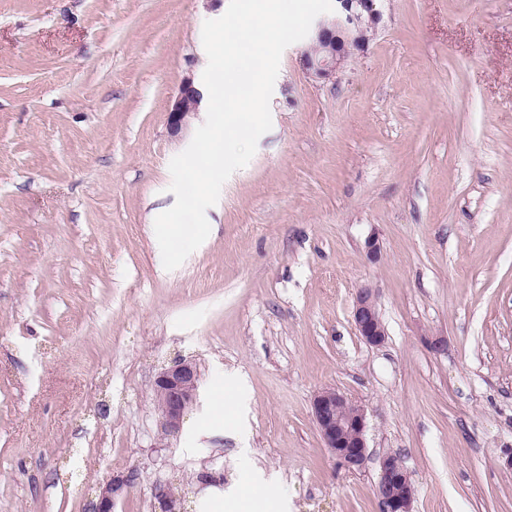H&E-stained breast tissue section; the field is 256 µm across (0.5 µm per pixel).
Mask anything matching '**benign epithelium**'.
<instances>
[{
  "label": "benign epithelium",
  "instance_id": "obj_1",
  "mask_svg": "<svg viewBox=\"0 0 512 512\" xmlns=\"http://www.w3.org/2000/svg\"><path fill=\"white\" fill-rule=\"evenodd\" d=\"M380 13L375 0H336V14L319 19L309 33V50L302 55L303 65L316 78L336 77L350 49L364 50L369 34L376 31ZM203 95L193 77H186L168 110L171 135H180L188 118L198 112ZM358 336L371 347L385 343L386 331L371 292L361 290L353 308ZM200 369L192 358H178L162 368L150 385L158 413L161 438L177 435L189 409L196 403ZM312 415L326 448L339 464L356 471L368 459L366 415L364 409L345 394L331 388L317 391L312 400ZM137 473L116 475L96 487L92 512H113L117 501L135 484ZM382 512H413L415 486L401 458L386 454L379 461L376 484ZM162 512H181V497L172 486L155 488Z\"/></svg>",
  "mask_w": 512,
  "mask_h": 512
}]
</instances>
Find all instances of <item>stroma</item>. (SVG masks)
I'll return each mask as SVG.
<instances>
[{"instance_id":"stroma-1","label":"stroma","mask_w":512,"mask_h":512,"mask_svg":"<svg viewBox=\"0 0 512 512\" xmlns=\"http://www.w3.org/2000/svg\"><path fill=\"white\" fill-rule=\"evenodd\" d=\"M229 2L0 0V512H89L130 470L115 512H159L164 483L198 512L211 469L272 481L278 512H381L388 453L414 512H512V0H376L331 81L287 47L271 130L169 271L154 221L206 114L174 137L168 107ZM179 357L200 396L163 442L149 388ZM322 388L366 413L358 471ZM353 322L358 336L365 344L379 347L385 343L386 331L368 289H362L357 295L353 308ZM312 415L326 448L348 470L361 469L368 459L364 409L335 389L317 391ZM137 473L129 471L125 475L110 477L99 484L94 491L92 512H112L117 501L135 484Z\"/></svg>"}]
</instances>
